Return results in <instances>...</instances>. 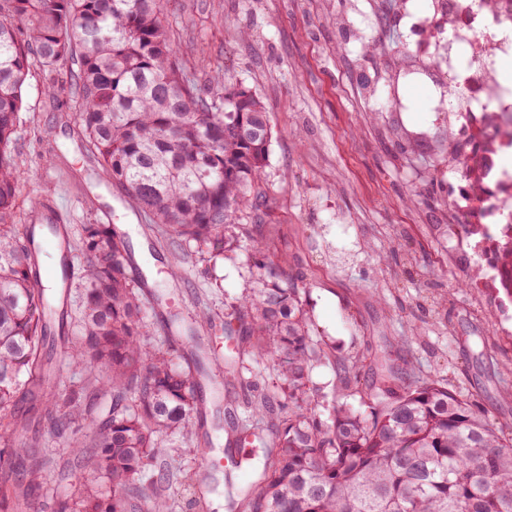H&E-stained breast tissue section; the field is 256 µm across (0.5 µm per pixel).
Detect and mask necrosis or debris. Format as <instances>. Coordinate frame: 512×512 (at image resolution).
<instances>
[{"instance_id":"necrosis-or-debris-1","label":"necrosis or debris","mask_w":512,"mask_h":512,"mask_svg":"<svg viewBox=\"0 0 512 512\" xmlns=\"http://www.w3.org/2000/svg\"><path fill=\"white\" fill-rule=\"evenodd\" d=\"M404 16L416 50L403 74L415 81L442 72L436 109L456 131L442 150L457 182L448 221L479 229L473 251L487 269L484 285L499 288L495 251L512 229V87L500 71L512 58V0H427Z\"/></svg>"}]
</instances>
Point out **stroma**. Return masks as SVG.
Masks as SVG:
<instances>
[{
    "label": "stroma",
    "instance_id": "obj_1",
    "mask_svg": "<svg viewBox=\"0 0 512 512\" xmlns=\"http://www.w3.org/2000/svg\"><path fill=\"white\" fill-rule=\"evenodd\" d=\"M364 27L349 42L336 26ZM173 47L201 92L213 94L216 72L250 88L265 104L274 137L264 170L266 201L246 211L284 258L283 281L302 287L311 332L343 356H360L359 376L372 388L383 368L415 365V379H446L490 417L512 425V300L483 288L455 290L477 262L470 247L448 243V198L454 179L435 155L448 115L433 111L435 91L406 82L399 66L413 42L400 13L383 0H164ZM382 52L365 53V42ZM75 65L33 67L14 158L26 171L15 222L32 221V200L48 195L67 208L68 230L108 224L123 233L133 267L142 269L152 344H166L171 316L194 322L197 335L228 353L230 304L265 274L249 247L207 258L188 255L182 273L166 274L172 253L118 188L105 182L92 143L77 120ZM416 149H409V142ZM208 320L198 321L200 312ZM420 337L406 343L410 323ZM191 445L175 441L163 457L173 471L171 512L217 510L215 500L256 481L262 458L237 447L224 409L206 406ZM232 454L196 486L199 449Z\"/></svg>",
    "mask_w": 512,
    "mask_h": 512
}]
</instances>
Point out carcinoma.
Here are the masks:
<instances>
[{
    "instance_id": "obj_1",
    "label": "carcinoma",
    "mask_w": 512,
    "mask_h": 512,
    "mask_svg": "<svg viewBox=\"0 0 512 512\" xmlns=\"http://www.w3.org/2000/svg\"><path fill=\"white\" fill-rule=\"evenodd\" d=\"M77 65L78 121L107 181L120 188L170 244L222 256L269 242L238 223L265 199L262 174L272 126L251 89L214 77L204 95L187 78L170 43L162 0H0V415L15 432L44 422L60 432L80 416L87 432L72 438L68 476L76 499L57 512H168L166 467L145 487L143 469L169 437L188 444L200 404V363L183 368L174 349L151 345L140 286L128 274L125 236L85 224L77 242L59 224H14L22 173L12 156L22 91L35 65L51 73ZM52 228L56 260L77 251L89 264L75 332L69 290L42 285L40 239ZM503 291L512 299V239L497 251ZM270 263L257 288L237 298L240 336L224 378L273 360L271 393L247 402L234 427L263 449L256 486L241 512H512V432L477 412L438 378L399 385L382 374L362 396L357 365L314 340L301 288L281 283ZM91 373L62 394L60 363ZM336 369L331 395H310V372ZM112 393L103 419L87 399ZM361 396L359 408L349 400ZM288 413L276 414L280 401ZM37 439L0 448V512H26L53 461L31 449Z\"/></svg>"
}]
</instances>
